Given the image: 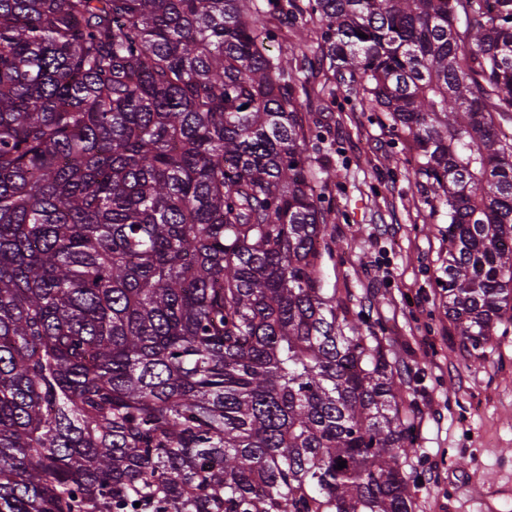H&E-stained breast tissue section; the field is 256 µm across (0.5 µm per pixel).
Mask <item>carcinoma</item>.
I'll return each mask as SVG.
<instances>
[{
	"label": "carcinoma",
	"instance_id": "cac0c4a2",
	"mask_svg": "<svg viewBox=\"0 0 512 512\" xmlns=\"http://www.w3.org/2000/svg\"><path fill=\"white\" fill-rule=\"evenodd\" d=\"M337 89L415 143L482 357L512 0H0V512H413L387 350L321 272L299 103Z\"/></svg>",
	"mask_w": 512,
	"mask_h": 512
}]
</instances>
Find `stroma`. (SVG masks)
I'll return each mask as SVG.
<instances>
[{"label": "stroma", "mask_w": 512, "mask_h": 512, "mask_svg": "<svg viewBox=\"0 0 512 512\" xmlns=\"http://www.w3.org/2000/svg\"><path fill=\"white\" fill-rule=\"evenodd\" d=\"M300 110L331 132L320 155L335 226L324 284L383 337L413 414L418 452L402 466L414 512H512V324L484 357L464 352L438 283L447 219L414 178L412 143L341 98Z\"/></svg>", "instance_id": "1"}]
</instances>
